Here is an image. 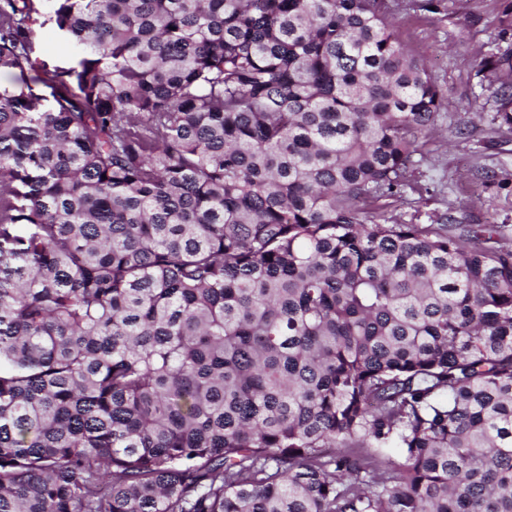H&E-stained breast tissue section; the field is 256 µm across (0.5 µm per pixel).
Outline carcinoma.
<instances>
[{
	"mask_svg": "<svg viewBox=\"0 0 512 512\" xmlns=\"http://www.w3.org/2000/svg\"><path fill=\"white\" fill-rule=\"evenodd\" d=\"M5 2L0 512H512L508 226L386 211L417 0ZM36 23L33 25L35 31L34 50L31 55L32 61L36 63L34 69H27L28 77L39 74L42 63H46L50 68L52 66H66L72 62L73 49L70 43L60 36L55 27L47 22L41 25L44 17L35 16Z\"/></svg>",
	"mask_w": 512,
	"mask_h": 512,
	"instance_id": "obj_1",
	"label": "carcinoma"
}]
</instances>
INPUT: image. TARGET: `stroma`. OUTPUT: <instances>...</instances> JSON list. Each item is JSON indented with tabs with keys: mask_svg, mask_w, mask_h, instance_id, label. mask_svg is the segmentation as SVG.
I'll return each instance as SVG.
<instances>
[{
	"mask_svg": "<svg viewBox=\"0 0 512 512\" xmlns=\"http://www.w3.org/2000/svg\"><path fill=\"white\" fill-rule=\"evenodd\" d=\"M415 11L394 16L404 42L418 55L445 99L416 172L423 193L405 191L392 211L406 223L512 225V185L485 191L486 176L512 182V134L497 133L495 102L479 74L487 56L512 55V0H419ZM32 60L65 66L70 43L52 24L34 27Z\"/></svg>",
	"mask_w": 512,
	"mask_h": 512,
	"instance_id": "35a3bbf8",
	"label": "stroma"
}]
</instances>
